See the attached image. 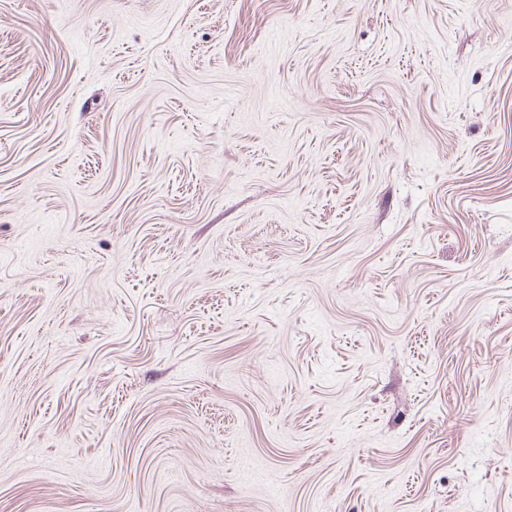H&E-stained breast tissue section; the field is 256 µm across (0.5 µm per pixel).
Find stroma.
I'll return each mask as SVG.
<instances>
[{
    "mask_svg": "<svg viewBox=\"0 0 512 512\" xmlns=\"http://www.w3.org/2000/svg\"><path fill=\"white\" fill-rule=\"evenodd\" d=\"M0 512H512V0H0Z\"/></svg>",
    "mask_w": 512,
    "mask_h": 512,
    "instance_id": "obj_1",
    "label": "stroma"
}]
</instances>
